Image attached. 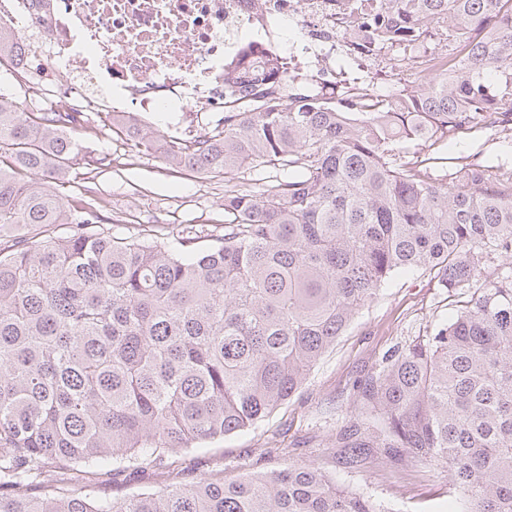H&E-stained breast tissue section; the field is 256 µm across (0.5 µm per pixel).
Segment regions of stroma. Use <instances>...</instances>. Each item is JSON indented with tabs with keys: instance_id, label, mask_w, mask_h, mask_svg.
I'll use <instances>...</instances> for the list:
<instances>
[{
	"instance_id": "stroma-1",
	"label": "stroma",
	"mask_w": 512,
	"mask_h": 512,
	"mask_svg": "<svg viewBox=\"0 0 512 512\" xmlns=\"http://www.w3.org/2000/svg\"><path fill=\"white\" fill-rule=\"evenodd\" d=\"M77 139L80 153L69 168L73 192L103 200L106 226L113 234L146 229L164 240L182 224L221 228L223 178L176 173L155 155L128 156L122 140L93 111ZM101 151L111 153V167L89 171L88 159ZM448 156L452 166L476 157L498 177H510L512 134L487 129L460 135L449 146ZM452 315L447 292L436 288L427 275L419 271L394 274L379 298L356 315L297 394L257 427L191 449L182 458L183 468L196 479L216 473L232 479L249 471L315 463L338 484L371 496L387 512H460L461 502L444 472L425 467L404 470L381 458L348 470L333 445L358 381L382 354L424 335ZM158 486L154 468L146 464L114 475L111 482L91 485L88 492L104 500Z\"/></svg>"
}]
</instances>
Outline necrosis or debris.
<instances>
[{
    "mask_svg": "<svg viewBox=\"0 0 512 512\" xmlns=\"http://www.w3.org/2000/svg\"><path fill=\"white\" fill-rule=\"evenodd\" d=\"M0 28L45 46L36 93L158 117L223 112L225 72L247 78L270 58L332 93L342 61L366 74L384 52L346 0H0Z\"/></svg>",
    "mask_w": 512,
    "mask_h": 512,
    "instance_id": "obj_1",
    "label": "necrosis or debris"
}]
</instances>
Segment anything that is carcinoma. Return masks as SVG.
<instances>
[{"mask_svg": "<svg viewBox=\"0 0 512 512\" xmlns=\"http://www.w3.org/2000/svg\"><path fill=\"white\" fill-rule=\"evenodd\" d=\"M350 7L374 12L390 44L444 32L459 74L388 99L229 84L224 116L193 136L112 113L136 155L227 182L273 175L224 191L207 247L201 224L168 242L102 228L100 202L68 179L85 113L0 97V512H384L313 464L189 482L176 456L265 420L414 269L456 313L361 379L341 464L375 452L443 468L463 512H512V178L430 166L462 129L512 132V0ZM2 64L27 60L0 30ZM141 459L162 487L83 495L112 474L104 463Z\"/></svg>", "mask_w": 512, "mask_h": 512, "instance_id": "cac0c4a2", "label": "carcinoma"}]
</instances>
